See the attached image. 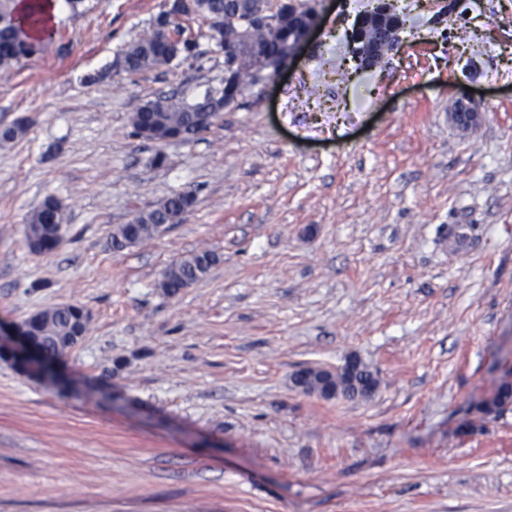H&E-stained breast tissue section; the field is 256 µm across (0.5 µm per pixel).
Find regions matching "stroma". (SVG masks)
<instances>
[{"label": "stroma", "mask_w": 512, "mask_h": 512, "mask_svg": "<svg viewBox=\"0 0 512 512\" xmlns=\"http://www.w3.org/2000/svg\"><path fill=\"white\" fill-rule=\"evenodd\" d=\"M324 0L277 81L189 142L137 138L161 93L224 83L193 57L116 62L165 0L63 6L37 56L0 67V321L74 304L87 330L49 385L0 360V512H512V0H397L403 44L343 77L345 20ZM479 93L469 132L448 117ZM163 164H154L156 153ZM194 189L182 223L121 250L112 231ZM62 243L30 253L46 198ZM209 251L170 297L174 260ZM357 356L369 399L293 389ZM216 261V256L208 251L174 261L162 272L158 286L168 296L177 295L181 290L202 281ZM512 405V381L505 377L496 389L495 394L485 402L481 409L485 414H500Z\"/></svg>", "instance_id": "1"}]
</instances>
